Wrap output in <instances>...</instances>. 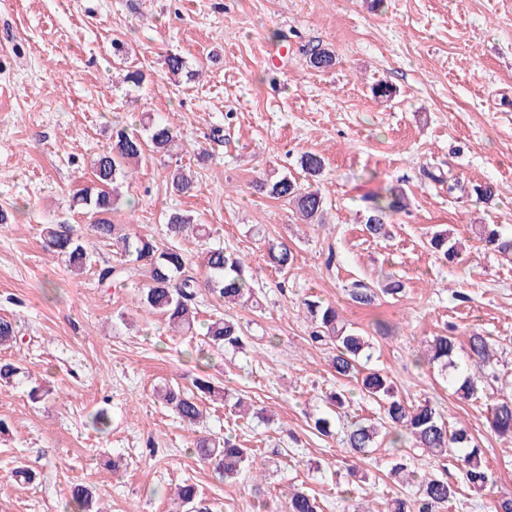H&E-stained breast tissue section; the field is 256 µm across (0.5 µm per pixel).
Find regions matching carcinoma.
Returning a JSON list of instances; mask_svg holds the SVG:
<instances>
[{
  "label": "carcinoma",
  "instance_id": "obj_1",
  "mask_svg": "<svg viewBox=\"0 0 512 512\" xmlns=\"http://www.w3.org/2000/svg\"><path fill=\"white\" fill-rule=\"evenodd\" d=\"M309 64L315 69H325L335 64L331 51L317 44L308 50ZM148 137L115 126L112 146L99 153L92 163L94 185L82 189L73 197V206L85 208L97 216L90 225L93 236L116 246L127 260L120 265H103L95 268L101 283L136 280L143 283L141 303L144 307L161 314L169 329L183 333L193 330L196 322L194 300L199 288L205 287L217 301L225 304L246 305L255 301L252 275L239 254L222 247L206 250L203 265L207 278L200 281L193 272L192 260L174 245L166 246L153 237L131 235L120 224L111 222L109 215L120 208L121 194L116 183L129 176L127 164L141 159L147 152H168L178 139L167 120L151 118L147 124ZM299 164L307 177H317L324 169V158L316 152H305ZM172 190L176 194H188L195 188L191 175L180 167L170 176ZM254 189L270 198L291 205L307 223H320L325 212V198L320 190L304 186L284 175L255 182ZM409 199L401 187L388 189L372 198L363 223L369 235L378 238L389 233L387 219L390 215L408 208ZM201 241L210 238L206 224H196L191 215L174 211L166 223V235L173 241L187 233ZM475 236L485 251L501 260L512 262V235L505 233L500 224H480ZM44 250L62 256L70 267L82 271L92 264L91 255L82 243V234L74 224L60 222L46 224L42 229ZM427 247L444 260L453 263L459 259L457 243L445 231L433 233L427 239ZM268 263L279 271L292 267L296 256L294 249L285 241L268 244ZM302 309L313 324L311 341L331 346L336 354L332 367L336 375L356 379L359 391L381 404L383 411L378 419H355L346 427L341 444L355 456H366L382 435L392 436L391 443L408 441L412 447L443 461L449 457L459 460L463 468L464 482L478 491L491 479L489 469L482 460L481 448L464 426L449 425L430 403L410 404L397 396L392 380L381 370L369 368L362 359H370L367 350L370 342L359 331L351 328L339 315L336 306L309 296L302 300ZM204 343L226 351L243 350L247 336L240 323L219 315L208 321L203 334ZM459 336L454 333L439 334L428 341L424 362L438 364L448 373V388L459 398L469 400L477 394V384L469 375L458 376L454 357ZM495 342L483 332L474 329L465 333L466 353L478 374L489 378L494 372L493 353ZM21 368L10 361H0V384H10L19 379ZM215 388L205 379L195 380L194 389L165 386L157 391L158 399L181 422L191 426L203 418V400L212 398ZM489 425L500 438L512 439V396L501 395L489 407ZM199 457L212 466L219 478L235 479L249 467L255 466V458L249 449L242 448L229 436L200 435L194 441ZM387 477L401 486L415 491L396 496L390 501V512H439L456 498L458 486L448 480L442 470L422 475L414 469L411 459L395 456L387 462ZM196 485L186 479L178 485L174 503L179 507L196 508ZM74 512H93L94 497L85 487H77L72 493ZM285 512H320L317 498L304 488H293L285 494Z\"/></svg>",
  "mask_w": 512,
  "mask_h": 512
}]
</instances>
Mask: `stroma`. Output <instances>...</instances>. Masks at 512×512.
I'll return each mask as SVG.
<instances>
[{
    "label": "stroma",
    "instance_id": "stroma-1",
    "mask_svg": "<svg viewBox=\"0 0 512 512\" xmlns=\"http://www.w3.org/2000/svg\"><path fill=\"white\" fill-rule=\"evenodd\" d=\"M116 39L128 58L115 57ZM318 43L332 67H310L306 50ZM171 54L187 71L167 70ZM136 68L145 80L133 89L124 77ZM380 81L391 100L374 98ZM156 114L182 143L142 162L112 221L160 241L177 208L211 225L212 244L244 255L260 308L197 297L199 320L218 312L247 327L243 351L199 354L198 338L168 331L142 306L138 284L99 283L42 249V225L92 223L69 205L90 183L92 155L111 145L113 121L139 130ZM307 151L325 160L320 224L250 191L258 178L301 177ZM181 166L195 177L193 195L171 193L169 173ZM480 181L495 184L493 201L468 194ZM391 185L410 205L390 217L389 237L371 239L359 220L364 198ZM0 209V316L17 331L0 357L50 391L35 402L29 382L0 386L10 424L0 435V512H71L78 484L102 512H171L186 478L212 512H284L292 484L324 512H388L398 491L386 476L389 440L361 463L363 493L348 500L349 455L338 437L309 428L330 392L354 386L337 378L333 349L310 340L301 302L311 294L370 336V364L401 398L429 401L477 440L492 480L444 512H492L512 496V442L490 430L491 392L460 399L416 361L444 327L476 328L497 340L498 375L512 383V264L470 230H512V0H0ZM437 230L464 243L462 263L427 248ZM271 240L295 249L290 270L268 267ZM390 274L404 283L399 297L351 300L353 282L379 289ZM378 319L394 333L379 335ZM200 377L273 414L238 424L219 402L204 404V429L232 433L264 460V497L251 478L219 479L194 454V432L156 397ZM101 409L111 418L104 431L92 423ZM20 465L36 475L23 488Z\"/></svg>",
    "mask_w": 512,
    "mask_h": 512
}]
</instances>
